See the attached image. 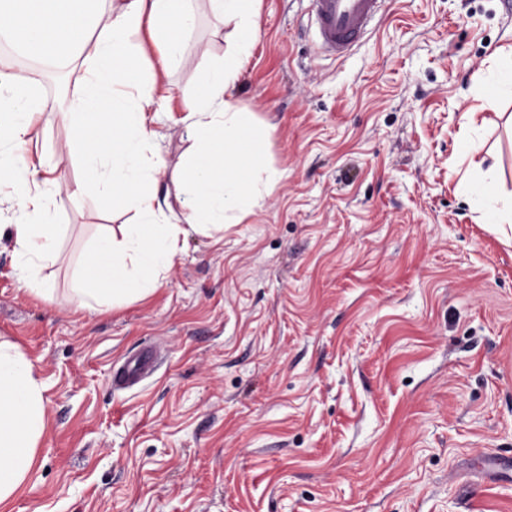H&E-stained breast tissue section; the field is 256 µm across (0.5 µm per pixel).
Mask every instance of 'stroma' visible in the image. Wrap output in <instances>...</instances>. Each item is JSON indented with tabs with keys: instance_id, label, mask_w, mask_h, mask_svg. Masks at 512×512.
Listing matches in <instances>:
<instances>
[{
	"instance_id": "35a3bbf8",
	"label": "stroma",
	"mask_w": 512,
	"mask_h": 512,
	"mask_svg": "<svg viewBox=\"0 0 512 512\" xmlns=\"http://www.w3.org/2000/svg\"><path fill=\"white\" fill-rule=\"evenodd\" d=\"M200 13L187 65L158 67L172 171L190 95L233 46ZM512 0H396L343 60L318 59L308 0H259L230 95L279 177L222 239L190 233L146 298L87 313L75 269L132 212L93 185L54 196V302L19 288L0 242V340L43 385L45 432L0 512H512ZM83 73L40 78L29 154L70 138L52 113ZM477 122L464 127L462 115ZM155 346L153 374L112 368Z\"/></svg>"
}]
</instances>
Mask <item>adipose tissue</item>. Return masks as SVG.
Returning a JSON list of instances; mask_svg holds the SVG:
<instances>
[{"instance_id": "adipose-tissue-1", "label": "adipose tissue", "mask_w": 512, "mask_h": 512, "mask_svg": "<svg viewBox=\"0 0 512 512\" xmlns=\"http://www.w3.org/2000/svg\"><path fill=\"white\" fill-rule=\"evenodd\" d=\"M231 21L243 44L257 26V0H0V38L35 62L75 65L87 77L84 93L67 101L55 119L72 132L66 155L78 156L84 179L136 215L119 233L99 236L75 272L76 310L92 313L105 301L139 299L156 288L180 252L189 231L223 230L228 213L246 214L258 186L274 181L263 160L250 113L227 97L247 60L246 53L212 68L205 89L192 98L188 133L192 145L178 167L181 214H166L155 185L167 168L155 143L153 113L164 98L140 84L142 55L130 37L149 25L163 65L184 63L171 29L189 30L198 8ZM38 80L27 72L0 71V181L16 183L9 204L19 215L1 224L12 242L17 282L44 301L52 289L40 271L56 262L59 228L50 218L58 193V167L27 156L28 134L41 116ZM45 429L40 383L26 355L0 341V504L23 484Z\"/></svg>"}]
</instances>
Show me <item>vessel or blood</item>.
<instances>
[{
    "label": "vessel or blood",
    "mask_w": 512,
    "mask_h": 512,
    "mask_svg": "<svg viewBox=\"0 0 512 512\" xmlns=\"http://www.w3.org/2000/svg\"><path fill=\"white\" fill-rule=\"evenodd\" d=\"M316 54L335 60L350 56L372 32L389 0H309ZM155 362L153 350L144 349L126 359L115 375L116 385L127 388L148 375Z\"/></svg>",
    "instance_id": "obj_1"
}]
</instances>
